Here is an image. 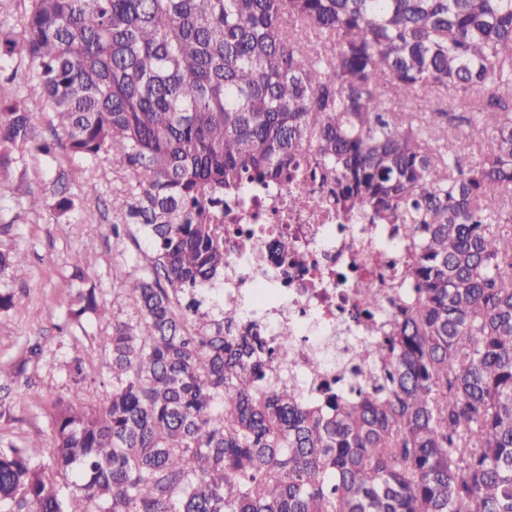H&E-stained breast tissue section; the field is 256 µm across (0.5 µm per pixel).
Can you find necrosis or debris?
Listing matches in <instances>:
<instances>
[{
    "label": "necrosis or debris",
    "instance_id": "necrosis-or-debris-1",
    "mask_svg": "<svg viewBox=\"0 0 512 512\" xmlns=\"http://www.w3.org/2000/svg\"><path fill=\"white\" fill-rule=\"evenodd\" d=\"M312 195L320 206L310 205ZM329 195L314 182L284 183L224 208V304L241 306L244 288H252L245 325L257 326L269 346H293L292 376L311 398L318 394L306 372L311 360L321 361V380L344 389L374 369L375 345L354 281L376 282L375 328L382 332L404 295L390 281L396 239L368 216L338 211Z\"/></svg>",
    "mask_w": 512,
    "mask_h": 512
}]
</instances>
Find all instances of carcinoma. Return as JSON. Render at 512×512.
Wrapping results in <instances>:
<instances>
[{
  "label": "carcinoma",
  "mask_w": 512,
  "mask_h": 512,
  "mask_svg": "<svg viewBox=\"0 0 512 512\" xmlns=\"http://www.w3.org/2000/svg\"><path fill=\"white\" fill-rule=\"evenodd\" d=\"M2 58L73 155L128 172L154 263L102 337L105 398L52 405L51 467L36 442L0 448V512H512V0H28ZM30 148L53 156L0 83V170ZM304 163L394 225L413 287L365 388L316 399L273 378L292 348L239 335L208 289L224 199ZM82 179L58 171L30 207L69 219ZM93 262L59 284L80 326ZM65 371L88 379L79 356Z\"/></svg>",
  "instance_id": "cac0c4a2"
}]
</instances>
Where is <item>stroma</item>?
<instances>
[{"mask_svg": "<svg viewBox=\"0 0 512 512\" xmlns=\"http://www.w3.org/2000/svg\"><path fill=\"white\" fill-rule=\"evenodd\" d=\"M4 67L16 74L38 138L54 140V121L44 110L39 87L24 67L9 61ZM74 163L62 147L51 158L30 149L18 166L0 173V250L26 255L21 265L0 272V289L16 294L14 307L0 314V366L25 358L33 342L42 346L40 359L28 365L26 379L0 391V448L39 439L37 458L46 465L54 450L52 404L77 396L90 401L105 397L108 353L102 338L111 333L113 321L129 315L124 283L147 274L152 258L139 226L122 221L129 176L112 157H103L87 171L86 185L70 186L78 202L71 223H57L50 209H30V194L42 193L55 170ZM85 249L95 255L87 278L99 288L104 304L98 317L81 326L67 320L68 295L59 283L71 272L72 255ZM77 355L89 373L78 391L64 370Z\"/></svg>", "mask_w": 512, "mask_h": 512, "instance_id": "obj_1", "label": "stroma"}]
</instances>
